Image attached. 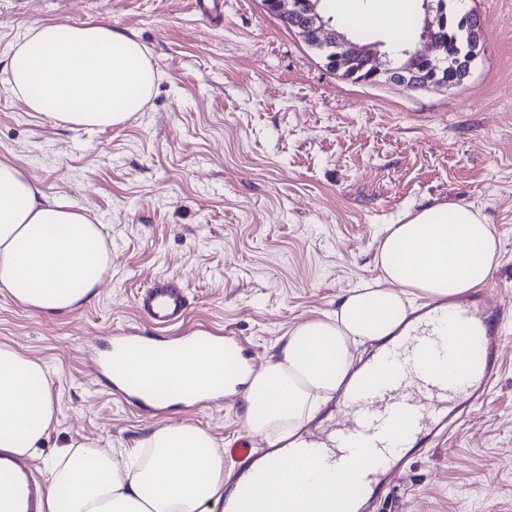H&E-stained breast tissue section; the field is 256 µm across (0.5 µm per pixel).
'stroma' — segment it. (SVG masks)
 I'll list each match as a JSON object with an SVG mask.
<instances>
[{
	"mask_svg": "<svg viewBox=\"0 0 512 512\" xmlns=\"http://www.w3.org/2000/svg\"><path fill=\"white\" fill-rule=\"evenodd\" d=\"M0 0V158L102 224L112 265L93 296L49 313L0 292V343L53 371L58 424L29 465L72 441L115 452L161 422L209 430L226 465L247 438L242 391L223 404L145 412L113 390L101 354L154 335L135 298L183 282V335L210 326L264 362L289 328L334 311L377 277L386 225L462 203L495 225L484 289L506 313L485 403L446 442L412 457L374 512H512V0H468L484 45L445 91L368 84L325 69L263 0ZM103 24L136 37L162 74L145 112L103 131L60 126L6 87L14 44L34 24Z\"/></svg>",
	"mask_w": 512,
	"mask_h": 512,
	"instance_id": "stroma-1",
	"label": "stroma"
}]
</instances>
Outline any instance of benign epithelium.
<instances>
[{
  "label": "benign epithelium",
  "instance_id": "benign-epithelium-1",
  "mask_svg": "<svg viewBox=\"0 0 512 512\" xmlns=\"http://www.w3.org/2000/svg\"><path fill=\"white\" fill-rule=\"evenodd\" d=\"M267 10L278 15L284 21L294 25L299 35L309 42L332 40L340 49L336 56L324 61L326 69L337 73L348 67L369 70L378 76L386 74V81L406 85L415 90L432 88L450 89L464 83L471 75L474 58L469 57L459 62L458 67L451 71H438L435 62L446 52L443 31L445 18L426 5L421 38L432 48L429 53L419 51L408 53V61L397 69L381 71L380 55L375 49L354 42L345 35L328 30V24L318 11L320 0H263Z\"/></svg>",
  "mask_w": 512,
  "mask_h": 512
}]
</instances>
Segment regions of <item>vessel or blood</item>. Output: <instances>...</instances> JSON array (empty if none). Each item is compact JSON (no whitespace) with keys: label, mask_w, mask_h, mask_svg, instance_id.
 Returning <instances> with one entry per match:
<instances>
[{"label":"vessel or blood","mask_w":512,"mask_h":512,"mask_svg":"<svg viewBox=\"0 0 512 512\" xmlns=\"http://www.w3.org/2000/svg\"><path fill=\"white\" fill-rule=\"evenodd\" d=\"M139 314L155 326L172 330L169 346L188 313V298L178 280L155 279L135 299ZM503 307L481 295L418 309L393 340L378 344L366 374L342 394L339 414L322 429L308 430L291 446L255 450L241 446L224 486L226 512H256L251 481H279L284 466L313 467L332 476L336 490L323 512H369V491L399 480L407 461L436 440L457 433L484 403L500 370L499 327ZM464 336L466 349L448 350L447 329ZM359 459L349 469V459ZM11 500L16 512H37L36 490L22 464H14Z\"/></svg>","instance_id":"b4317fda"}]
</instances>
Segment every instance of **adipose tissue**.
Segmentation results:
<instances>
[{"label": "adipose tissue", "instance_id": "ef3b65f1", "mask_svg": "<svg viewBox=\"0 0 512 512\" xmlns=\"http://www.w3.org/2000/svg\"><path fill=\"white\" fill-rule=\"evenodd\" d=\"M336 14L396 36L407 16L399 0H331ZM160 75L143 45L108 25H32L19 42L8 91L29 111L76 128L105 130L145 111ZM494 225L460 203L421 208L391 224L377 250L380 278L351 289L336 311L302 322L251 370L221 344L173 351L121 346L110 371L163 403H183L223 385L245 384L243 420L253 437L284 442L350 386L360 345L392 337L412 300L449 302L482 287L496 265ZM112 264L98 224L46 198L0 159V288L24 306L71 310ZM44 363L0 344V456H34L58 420ZM135 454L116 463L94 444L72 442L45 464L38 512H205L224 498V455L204 428L154 426Z\"/></svg>", "mask_w": 512, "mask_h": 512}]
</instances>
